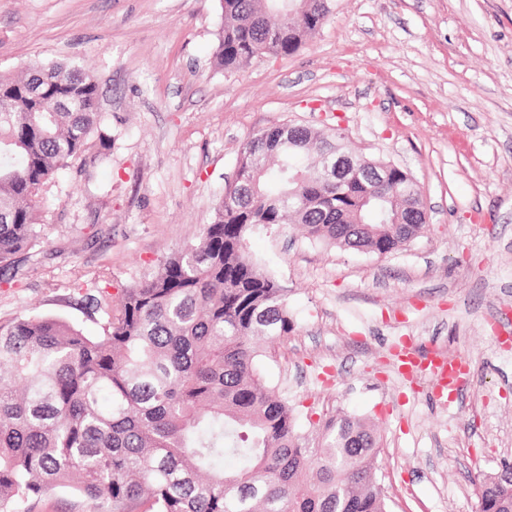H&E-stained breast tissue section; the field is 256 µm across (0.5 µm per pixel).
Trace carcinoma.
I'll use <instances>...</instances> for the list:
<instances>
[{"label": "carcinoma", "mask_w": 512, "mask_h": 512, "mask_svg": "<svg viewBox=\"0 0 512 512\" xmlns=\"http://www.w3.org/2000/svg\"><path fill=\"white\" fill-rule=\"evenodd\" d=\"M219 0L216 69L295 54L335 0ZM99 87L71 64L0 73V270L43 238L40 199L95 147ZM344 138L280 123L245 142L236 180L197 241L133 288L91 297L99 332L58 317L0 323V512H34L76 488L105 512H388L372 426L324 424L316 446L256 369L261 342L291 333L285 289L247 253L256 229L390 254L420 225L408 173L338 180ZM227 455L239 469L217 466ZM477 512H512V465L480 481Z\"/></svg>", "instance_id": "carcinoma-1"}]
</instances>
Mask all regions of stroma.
I'll return each instance as SVG.
<instances>
[{"instance_id":"stroma-1","label":"stroma","mask_w":512,"mask_h":512,"mask_svg":"<svg viewBox=\"0 0 512 512\" xmlns=\"http://www.w3.org/2000/svg\"><path fill=\"white\" fill-rule=\"evenodd\" d=\"M219 24L218 0H0V71L89 69L112 141L43 197L46 235L0 280V322L96 334L77 272L137 285L212 221L254 132L341 127L411 175L428 220L384 257L289 224L251 234L295 322L259 373L309 444L337 416L374 425L390 512H475L478 480L512 461V344L494 331L512 311V0H336L297 53L231 75L210 60ZM404 345L469 359L457 402L398 373Z\"/></svg>"}]
</instances>
